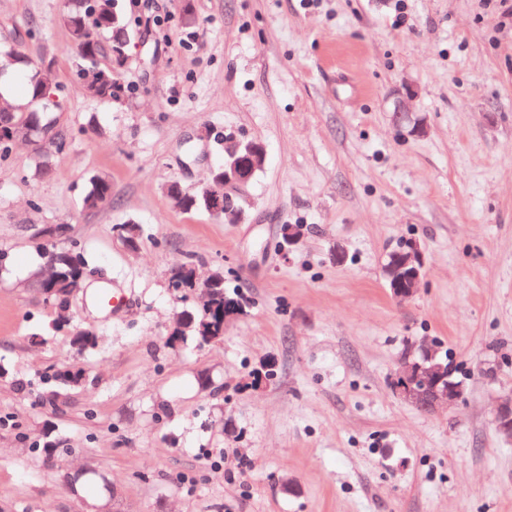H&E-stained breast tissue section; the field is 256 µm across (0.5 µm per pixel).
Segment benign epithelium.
<instances>
[{
    "instance_id": "1",
    "label": "benign epithelium",
    "mask_w": 512,
    "mask_h": 512,
    "mask_svg": "<svg viewBox=\"0 0 512 512\" xmlns=\"http://www.w3.org/2000/svg\"><path fill=\"white\" fill-rule=\"evenodd\" d=\"M12 139L25 138L42 151L60 152L65 147L61 127L51 122L48 127L35 125L20 119L8 129ZM266 161L264 148L256 143L235 142L224 147V178L221 190H209L210 211L222 214L230 221H237L241 213L237 209L222 208L224 190L230 186L244 185L251 181L256 171ZM423 261L418 248L412 247L402 255L392 274L391 291L395 298L406 300L413 297L421 283ZM393 389L405 403L422 412L451 409L463 398V385L451 380L448 369L438 361L431 349L421 350V359L404 357L395 373ZM497 433L507 441L512 440V399L500 402L495 413Z\"/></svg>"
}]
</instances>
